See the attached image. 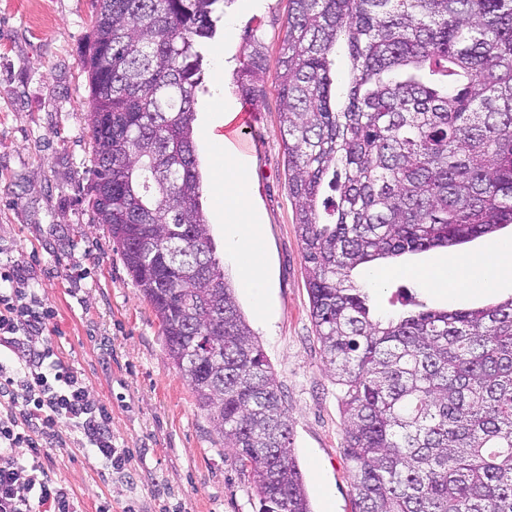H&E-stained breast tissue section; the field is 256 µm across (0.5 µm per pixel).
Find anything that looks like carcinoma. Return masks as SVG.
<instances>
[{
  "label": "carcinoma",
  "mask_w": 512,
  "mask_h": 512,
  "mask_svg": "<svg viewBox=\"0 0 512 512\" xmlns=\"http://www.w3.org/2000/svg\"><path fill=\"white\" fill-rule=\"evenodd\" d=\"M96 2L82 61L94 220L262 512H311L288 408L201 201L194 105L223 0ZM265 61L255 38L237 76L247 100L264 94ZM278 69L310 315L344 388L354 512H512V297L383 320L353 280L363 264L512 224V0H289Z\"/></svg>",
  "instance_id": "cac0c4a2"
}]
</instances>
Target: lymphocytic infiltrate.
Instances as JSON below:
<instances>
[{
    "label": "lymphocytic infiltrate",
    "mask_w": 512,
    "mask_h": 512,
    "mask_svg": "<svg viewBox=\"0 0 512 512\" xmlns=\"http://www.w3.org/2000/svg\"><path fill=\"white\" fill-rule=\"evenodd\" d=\"M33 285L0 266V512H80L48 474L45 451L79 434L104 471L122 473L128 453L112 440L111 414L83 380L40 344L49 320Z\"/></svg>",
    "instance_id": "f902f5d3"
}]
</instances>
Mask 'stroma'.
<instances>
[{
    "instance_id": "stroma-1",
    "label": "stroma",
    "mask_w": 512,
    "mask_h": 512,
    "mask_svg": "<svg viewBox=\"0 0 512 512\" xmlns=\"http://www.w3.org/2000/svg\"><path fill=\"white\" fill-rule=\"evenodd\" d=\"M235 15L234 39L216 37L197 92L194 123L203 210L216 256L239 308L261 344L280 385L292 426V447L312 512H353L354 494L344 450L343 390L331 376L310 316L304 261L288 191L279 136L281 102L277 58L288 0H265ZM95 14L94 0H0V262L21 266L54 313L44 338L85 382L91 399L112 414V438L131 453L125 473L104 476L75 435L48 449L50 475L96 512H259L236 465L171 364L160 323L128 274L105 225L95 223L88 172L89 90L81 56ZM265 43L260 75L264 96L249 102L236 86L250 35ZM256 112L248 153L249 191L261 214V252L267 269L266 305L258 307L238 262L224 250V207L215 186L222 158L206 136L224 99ZM512 240V225L451 248L407 254L358 268L386 280L368 294L376 316L396 315V292L407 287L431 308H474L512 297V280L493 290L456 298L430 290L417 269L492 254Z\"/></svg>"
}]
</instances>
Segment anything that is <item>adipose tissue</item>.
I'll return each mask as SVG.
<instances>
[{
    "label": "adipose tissue",
    "instance_id": "obj_1",
    "mask_svg": "<svg viewBox=\"0 0 512 512\" xmlns=\"http://www.w3.org/2000/svg\"><path fill=\"white\" fill-rule=\"evenodd\" d=\"M210 140L224 159V181L217 193L224 198L225 250L240 262L246 285L261 305L265 302L267 277L259 247L258 212L247 189L248 162L224 135L211 134ZM421 277L430 288L451 298L488 289L512 277V246L501 247L481 259L464 258L434 267L423 271Z\"/></svg>",
    "mask_w": 512,
    "mask_h": 512
}]
</instances>
